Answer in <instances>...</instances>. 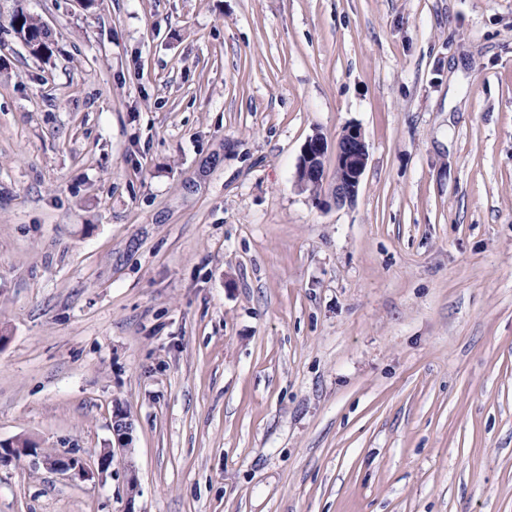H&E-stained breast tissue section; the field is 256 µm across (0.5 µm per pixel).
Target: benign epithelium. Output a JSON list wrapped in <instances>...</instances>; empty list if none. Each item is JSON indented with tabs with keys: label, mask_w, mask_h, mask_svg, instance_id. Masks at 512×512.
<instances>
[{
	"label": "benign epithelium",
	"mask_w": 512,
	"mask_h": 512,
	"mask_svg": "<svg viewBox=\"0 0 512 512\" xmlns=\"http://www.w3.org/2000/svg\"><path fill=\"white\" fill-rule=\"evenodd\" d=\"M329 146L324 137L315 134L305 141L296 173V182L303 189L318 187L324 182V160ZM336 178L329 187V194L336 205L353 203L358 195L362 177L368 165L369 153L361 128L348 127L336 141L333 150ZM133 425L126 411L115 407L112 411L113 448L101 449L97 458V470L104 474L112 468L115 450L131 447ZM21 458H29L33 464H41L49 470L59 472L70 479H83L87 468L82 459L75 456L49 455L31 446L18 448L9 442H0V465Z\"/></svg>",
	"instance_id": "obj_1"
}]
</instances>
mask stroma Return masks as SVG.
<instances>
[{
	"label": "stroma",
	"instance_id": "35a3bbf8",
	"mask_svg": "<svg viewBox=\"0 0 512 512\" xmlns=\"http://www.w3.org/2000/svg\"><path fill=\"white\" fill-rule=\"evenodd\" d=\"M351 125L339 207L296 171ZM19 438L90 474L0 512H512V0H0ZM11 30L29 48L34 57L41 58L48 54L49 31L44 30V23L28 14L22 8L17 9L10 21ZM336 178L329 194L336 205L352 204L368 165L369 153L361 128L349 126L333 150ZM133 425L126 411L116 406L112 411V447L101 449L97 458V470L105 474L112 468V455L115 449L124 451L131 448ZM115 443V446H114Z\"/></svg>",
	"mask_w": 512,
	"mask_h": 512
}]
</instances>
